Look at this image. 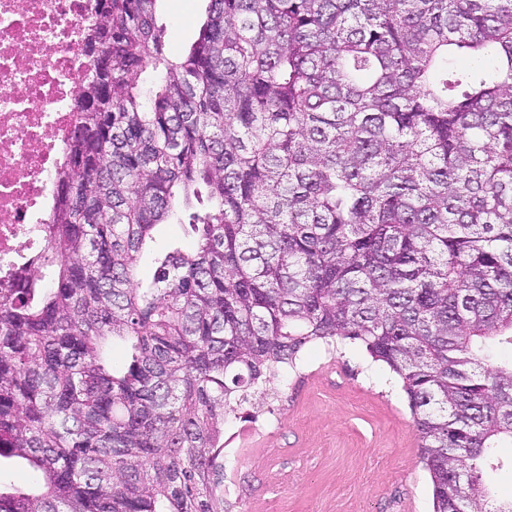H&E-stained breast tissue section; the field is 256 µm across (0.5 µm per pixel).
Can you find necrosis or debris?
Masks as SVG:
<instances>
[{
  "label": "necrosis or debris",
  "mask_w": 512,
  "mask_h": 512,
  "mask_svg": "<svg viewBox=\"0 0 512 512\" xmlns=\"http://www.w3.org/2000/svg\"><path fill=\"white\" fill-rule=\"evenodd\" d=\"M95 24L94 0H0V292L40 248Z\"/></svg>",
  "instance_id": "obj_1"
}]
</instances>
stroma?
<instances>
[{"label":"stroma","mask_w":512,"mask_h":512,"mask_svg":"<svg viewBox=\"0 0 512 512\" xmlns=\"http://www.w3.org/2000/svg\"><path fill=\"white\" fill-rule=\"evenodd\" d=\"M207 0H157L167 50L188 48ZM262 405L280 426L256 431L243 405L224 425V471L234 512H432L430 481L418 453L398 378L345 340L306 345Z\"/></svg>","instance_id":"stroma-1"}]
</instances>
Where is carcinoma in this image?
Returning a JSON list of instances; mask_svg holds the SVG:
<instances>
[{
    "label": "carcinoma",
    "mask_w": 512,
    "mask_h": 512,
    "mask_svg": "<svg viewBox=\"0 0 512 512\" xmlns=\"http://www.w3.org/2000/svg\"><path fill=\"white\" fill-rule=\"evenodd\" d=\"M155 2L96 0L52 222L0 294V466L33 472L0 512H232L224 423L338 339L402 381L434 512H512L483 479L512 445V0H209L175 57ZM171 221L192 245L152 247Z\"/></svg>",
    "instance_id": "obj_1"
}]
</instances>
